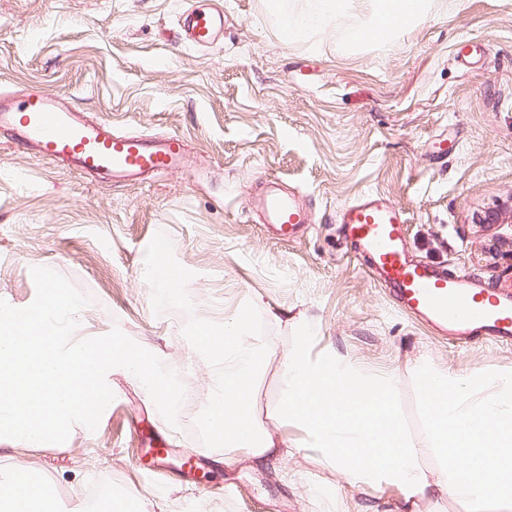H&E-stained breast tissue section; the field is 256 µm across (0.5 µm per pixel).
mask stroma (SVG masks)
Returning a JSON list of instances; mask_svg holds the SVG:
<instances>
[{"mask_svg":"<svg viewBox=\"0 0 512 512\" xmlns=\"http://www.w3.org/2000/svg\"><path fill=\"white\" fill-rule=\"evenodd\" d=\"M189 2L0 0V95L62 88L81 115L123 133H177L187 145L178 170L117 183L36 157L1 127L0 299L29 306L31 268H51L91 299L75 339L120 328L186 370L189 393L173 427L136 379L113 370L115 398L96 430L73 427L62 452L0 438V472L52 483L57 512H85L90 484L103 478L141 512H406L394 486L331 498L341 475L276 420L278 367L298 340L282 320L306 318L313 350L334 347L373 371L404 370L420 354L457 373L512 368V344L448 340L399 310L337 222L342 206L379 194L404 211L418 259L486 288L512 284V267L489 250L512 226L477 221L512 201V0H430L390 44L351 49L349 29L367 20L357 10L291 39L280 14L309 12L312 0H211L224 35L205 50L181 36ZM271 181L315 216L289 241L250 206ZM158 243L183 275L181 298L159 301L141 276ZM251 291L262 304L248 316L268 354L257 412L294 450L265 465L240 451L227 465L201 421L213 360L193 333L245 306ZM149 445L165 449L166 470L189 463L194 478L135 470Z\"/></svg>","mask_w":512,"mask_h":512,"instance_id":"1","label":"stroma"}]
</instances>
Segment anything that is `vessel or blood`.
Masks as SVG:
<instances>
[{"label":"vessel or blood","mask_w":512,"mask_h":512,"mask_svg":"<svg viewBox=\"0 0 512 512\" xmlns=\"http://www.w3.org/2000/svg\"><path fill=\"white\" fill-rule=\"evenodd\" d=\"M223 27V17L200 10L183 21L186 39L200 47L214 44ZM62 98L59 91L29 89L12 101H0V127L17 128L24 146L40 158L85 173L104 172L118 181H138L181 166L185 141L180 135L153 139L119 134L110 121L80 119L62 105ZM259 206L285 241L311 222L292 196L270 195L260 199ZM339 222L358 258L402 311L462 342L482 338L512 343V287L489 292L467 277L451 276L413 259L399 207L370 196L342 207Z\"/></svg>","instance_id":"1"}]
</instances>
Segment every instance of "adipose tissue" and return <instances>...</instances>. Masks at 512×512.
Listing matches in <instances>:
<instances>
[{"label":"adipose tissue","mask_w":512,"mask_h":512,"mask_svg":"<svg viewBox=\"0 0 512 512\" xmlns=\"http://www.w3.org/2000/svg\"><path fill=\"white\" fill-rule=\"evenodd\" d=\"M369 24L348 34L352 44L390 43L428 8L429 0H355ZM348 0H322L313 14H285L283 32L300 37L324 28ZM281 361L279 417L305 433L310 447L334 465L345 485L395 486L406 502L455 501L472 512H512V368L464 374L414 360L411 377L425 416L426 434L407 430L399 372H374L328 348L308 350L306 326ZM197 349L216 355L213 391L203 417L216 447L232 463L246 450L259 463L288 457L287 438L274 436L255 417V392L265 353L255 344L246 311L225 318L222 330L201 322ZM487 449L484 457L469 456ZM51 484L18 469L0 477V512H54Z\"/></svg>","instance_id":"obj_1"}]
</instances>
